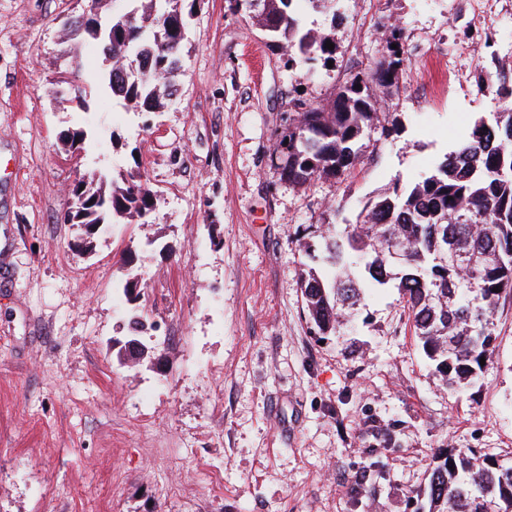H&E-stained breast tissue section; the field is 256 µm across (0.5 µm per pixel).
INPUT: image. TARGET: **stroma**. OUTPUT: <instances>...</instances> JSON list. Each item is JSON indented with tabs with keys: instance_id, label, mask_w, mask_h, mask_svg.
Instances as JSON below:
<instances>
[{
	"instance_id": "stroma-1",
	"label": "stroma",
	"mask_w": 512,
	"mask_h": 512,
	"mask_svg": "<svg viewBox=\"0 0 512 512\" xmlns=\"http://www.w3.org/2000/svg\"><path fill=\"white\" fill-rule=\"evenodd\" d=\"M305 12L332 65L288 67L247 12L203 0L174 95L129 112L59 87L100 46L64 35L88 0H0V512H413L443 448L512 457V298L482 383L448 391L394 284L340 332L313 329L300 244L320 248L363 203L421 181L506 111L487 76L512 64V0H341ZM403 32L398 89L380 92L355 167L299 187L273 163L290 99L327 104ZM81 128L82 150L62 131ZM140 165L148 224H105L92 248L61 215L79 175ZM152 328L125 363L127 301Z\"/></svg>"
}]
</instances>
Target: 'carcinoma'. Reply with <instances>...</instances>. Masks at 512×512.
I'll return each mask as SVG.
<instances>
[{"label": "carcinoma", "instance_id": "cac0c4a2", "mask_svg": "<svg viewBox=\"0 0 512 512\" xmlns=\"http://www.w3.org/2000/svg\"><path fill=\"white\" fill-rule=\"evenodd\" d=\"M331 11L342 18L339 0H228L236 11H256L267 45L288 56L291 66H310L331 55L330 36L307 27L296 5ZM196 0H131L130 10L106 16H79L71 35L98 41L106 49L109 69L103 76L112 97L135 112L164 106L171 95L166 79L180 64L188 18ZM384 52L369 71L338 88L330 103L311 107L290 101L288 131L281 133L286 181L306 186L320 178L339 179L358 161L360 139L379 102L373 88L398 87L403 62L402 34L387 29ZM76 65L60 83L71 86L78 107L88 86ZM497 92L512 99V67L495 72ZM69 148H82V128L61 135ZM73 202L64 222L88 228L95 224H148L156 196L140 165L107 180L77 177ZM399 239L404 256L393 261L389 242ZM326 260L334 267L331 284L313 268L302 274L310 321L324 335L344 324L342 308L355 306L362 289L398 281L412 313L414 335L448 389L475 385L486 367L494 336L492 317L502 295L512 292V109L475 122L467 139L444 157L431 175L411 188L368 199L358 219L343 233L324 237ZM466 256L452 265L446 255ZM429 510L416 512H484L493 501L498 512H512V466L477 450L448 449L436 457L428 483Z\"/></svg>", "mask_w": 512, "mask_h": 512}]
</instances>
